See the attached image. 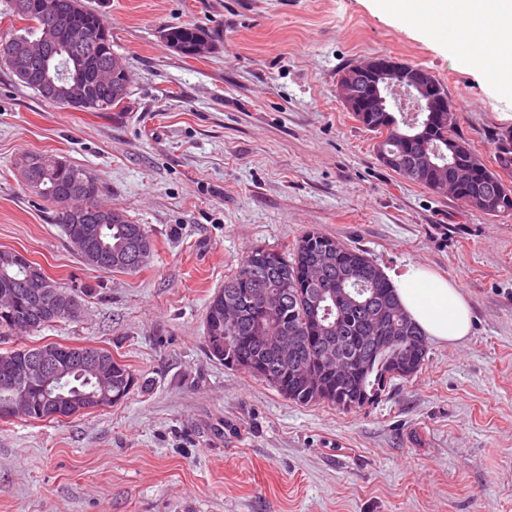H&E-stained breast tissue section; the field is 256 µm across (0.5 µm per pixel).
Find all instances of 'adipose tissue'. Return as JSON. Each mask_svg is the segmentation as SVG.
I'll list each match as a JSON object with an SVG mask.
<instances>
[{
	"mask_svg": "<svg viewBox=\"0 0 512 512\" xmlns=\"http://www.w3.org/2000/svg\"><path fill=\"white\" fill-rule=\"evenodd\" d=\"M390 11L443 30L466 24L463 46L470 66L512 85V0H380ZM386 276L410 319L425 336L454 344L470 332L471 307L458 284L429 269L407 265Z\"/></svg>",
	"mask_w": 512,
	"mask_h": 512,
	"instance_id": "adipose-tissue-1",
	"label": "adipose tissue"
}]
</instances>
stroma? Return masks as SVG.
Instances as JSON below:
<instances>
[{"label": "stroma", "mask_w": 512, "mask_h": 512, "mask_svg": "<svg viewBox=\"0 0 512 512\" xmlns=\"http://www.w3.org/2000/svg\"><path fill=\"white\" fill-rule=\"evenodd\" d=\"M112 31L130 93L62 110L0 63V250L78 286L74 321L0 338L108 350L138 379L59 421L0 419V512H512V215L469 210L384 166L336 96L374 55L427 68L484 160L512 93L442 31L376 0H82ZM211 33L201 58L162 30ZM25 152L92 169L100 200L147 225L136 273L86 266L15 166ZM316 230L384 270L455 280L469 337L428 341L422 369L348 412L300 405L205 344L210 297L253 246Z\"/></svg>", "instance_id": "1"}]
</instances>
